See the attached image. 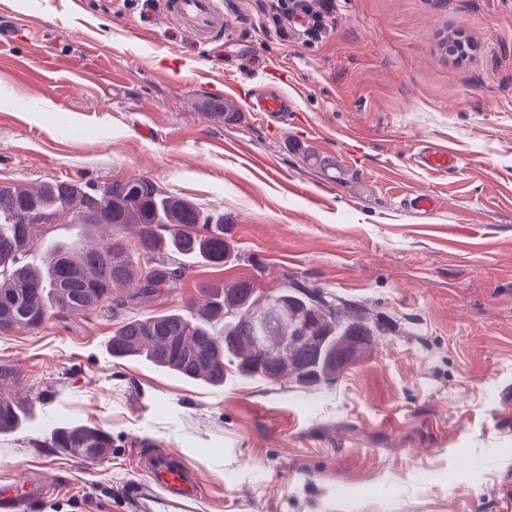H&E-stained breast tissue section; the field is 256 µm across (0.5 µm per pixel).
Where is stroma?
<instances>
[{"label": "stroma", "instance_id": "obj_1", "mask_svg": "<svg viewBox=\"0 0 512 512\" xmlns=\"http://www.w3.org/2000/svg\"><path fill=\"white\" fill-rule=\"evenodd\" d=\"M159 2L0 0V185L146 177L223 214L232 244L142 303L120 288L0 334V394L28 415L0 434V483L40 474L33 512H128L163 449L198 473L200 512H512V0H221L232 56L165 17L139 28ZM264 87L292 98L287 122L248 111ZM444 145L454 171L418 164ZM241 276L354 301L381 332L314 386L113 357L125 321ZM78 423L108 454L51 447Z\"/></svg>", "mask_w": 512, "mask_h": 512}]
</instances>
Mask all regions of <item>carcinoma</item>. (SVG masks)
Segmentation results:
<instances>
[{
	"label": "carcinoma",
	"mask_w": 512,
	"mask_h": 512,
	"mask_svg": "<svg viewBox=\"0 0 512 512\" xmlns=\"http://www.w3.org/2000/svg\"><path fill=\"white\" fill-rule=\"evenodd\" d=\"M51 221L72 213L84 227L110 224L141 228V256L122 238L88 239L61 245L41 269L21 263L34 240L31 213ZM230 242L224 216L156 187L148 178L91 186L64 181L29 191L0 185V333L37 330L56 309L85 311L112 299V289L134 282L131 298L145 299L171 288L181 261L226 263ZM380 325L362 315L345 318L338 305L325 308L321 291L294 284L274 295H258L240 277L206 295L196 312L179 311L125 322L112 336V356L142 357L179 376L214 387L224 385V362L247 379L276 381L290 375L303 385H318L336 375L344 353L359 344L368 349ZM313 336L312 345L298 340ZM26 420L20 403L0 398V434ZM107 431L84 424L51 433L54 448H89L102 456L110 447Z\"/></svg>",
	"instance_id": "carcinoma-1"
}]
</instances>
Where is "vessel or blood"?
Masks as SVG:
<instances>
[{
    "instance_id": "b4317fda",
    "label": "vessel or blood",
    "mask_w": 512,
    "mask_h": 512,
    "mask_svg": "<svg viewBox=\"0 0 512 512\" xmlns=\"http://www.w3.org/2000/svg\"><path fill=\"white\" fill-rule=\"evenodd\" d=\"M164 12L179 22L181 31L192 33L202 45L224 40V12L218 0H163ZM270 122L287 120L290 110L286 93L270 88L255 93L248 105ZM423 166L447 171L457 168V155L446 148H433L420 156ZM143 477L128 492L134 512H198L202 486L180 457L156 451L142 464ZM47 493L36 478L27 476L0 486V512H31Z\"/></svg>"
}]
</instances>
